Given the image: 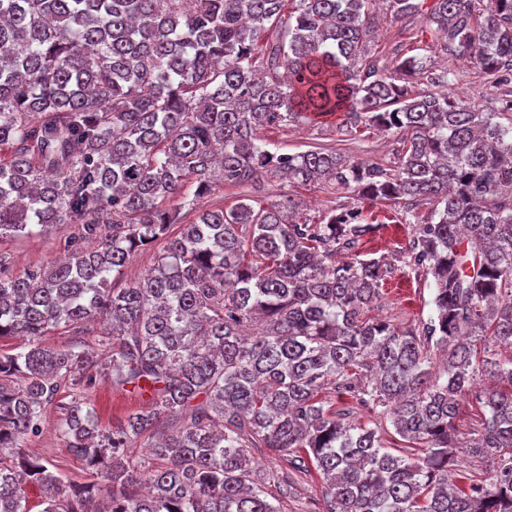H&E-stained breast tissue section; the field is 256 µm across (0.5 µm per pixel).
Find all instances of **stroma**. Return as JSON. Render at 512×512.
<instances>
[{
    "instance_id": "stroma-1",
    "label": "stroma",
    "mask_w": 512,
    "mask_h": 512,
    "mask_svg": "<svg viewBox=\"0 0 512 512\" xmlns=\"http://www.w3.org/2000/svg\"><path fill=\"white\" fill-rule=\"evenodd\" d=\"M402 26L413 33L412 38L401 44L403 51L424 58L430 71H439L447 66L463 71L465 77L453 86V93L481 108L501 111L496 89L473 64L445 54L442 40L430 30L424 16L415 15L400 24L384 22L375 40L376 48L394 46L395 35ZM262 137L269 150L280 154H296L316 146H336L344 148L357 159L384 166L391 164L397 148L396 135L370 129L348 134L339 130L338 121L334 118L318 122L303 120L270 128L263 131ZM286 186L285 179L270 174L244 192L227 185L216 187L204 198L203 204L213 209L226 208L237 203L244 193L253 200L267 203L274 200ZM363 213L375 224L376 229L370 242L361 247V254L368 259L384 256L395 265L394 273L386 279L382 288L383 296L373 311L374 316L390 319L408 328L429 321L435 315L434 283L399 261V253L413 233L412 226L403 219V206L377 202L365 205ZM77 233L78 229L73 224H64L48 232L37 230L25 237L0 241V251L6 253L14 274L22 275L49 266L74 251L79 244ZM88 398L97 411L101 428L107 430L122 422L131 412L147 407L146 401L138 395L113 389L110 382L104 379L96 381L88 392ZM59 422L58 410L53 407L47 409L41 431L29 436L25 442L26 452L52 459L54 472L63 481H84L88 477V469L66 448ZM267 490L276 498L281 512H325L321 479L316 472L295 474L286 488L268 483Z\"/></svg>"
}]
</instances>
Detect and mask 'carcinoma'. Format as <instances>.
<instances>
[{
	"mask_svg": "<svg viewBox=\"0 0 512 512\" xmlns=\"http://www.w3.org/2000/svg\"><path fill=\"white\" fill-rule=\"evenodd\" d=\"M380 0H0V240L75 224L96 241L13 274L0 255V512H280L253 478L249 449L316 471L327 512H512V125L451 93L413 91L415 56L371 54ZM395 20L418 0H385ZM449 55L474 60L512 110V0H432ZM274 34L257 65V35ZM288 73L283 78L279 69ZM462 80L446 69L441 87ZM336 116L342 130L400 135L394 168L334 147L266 148L262 130ZM280 172L361 200L432 205L402 261L432 278L435 316L418 329L369 315L392 263L356 254L375 226L358 206L300 217L291 190L211 210L219 183ZM195 186L186 200V184ZM181 202L163 209L170 199ZM198 209L182 225L180 210ZM112 226L103 237L101 225ZM160 239L155 264L115 286L130 256ZM99 321L95 353L43 345ZM474 436L455 422L476 377ZM107 378L149 410L100 432L85 393ZM71 400L57 399L58 381ZM330 390L351 397L325 407ZM57 404L66 447L100 476L64 483L23 448ZM376 419L362 424L360 410ZM181 430L131 461L127 444ZM404 454L385 446L388 428ZM497 462L489 484L449 481L458 450Z\"/></svg>",
	"mask_w": 512,
	"mask_h": 512,
	"instance_id": "obj_1",
	"label": "carcinoma"
}]
</instances>
